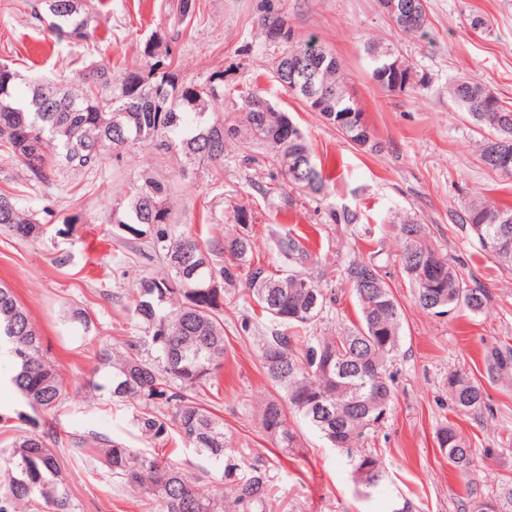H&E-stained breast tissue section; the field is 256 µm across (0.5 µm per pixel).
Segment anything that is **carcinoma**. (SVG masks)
I'll use <instances>...</instances> for the list:
<instances>
[{
	"label": "carcinoma",
	"mask_w": 512,
	"mask_h": 512,
	"mask_svg": "<svg viewBox=\"0 0 512 512\" xmlns=\"http://www.w3.org/2000/svg\"><path fill=\"white\" fill-rule=\"evenodd\" d=\"M416 4V24L400 30L415 34L428 24L426 0ZM31 17L55 37V41L87 42L92 38L94 10L91 0H30ZM178 23L190 24L201 17L200 0H176ZM286 19L270 0H265L258 20L265 44L270 28ZM283 54L304 52L310 39L295 38L287 30ZM178 35L154 33L143 43V63L119 70L94 62L82 74L75 93L56 84L38 81L28 93L16 96L18 73L0 64V155L15 162L27 185L37 188L53 183L61 173L95 171L106 157L115 160L135 145L150 147L179 158L180 176L199 163L224 166L228 141L259 144L271 152V161L288 185L321 194L328 177L316 162L299 128H290L287 113L276 110L265 98L249 93L242 117L224 118L219 105L224 81L209 77L203 82L180 79L173 44ZM371 78L394 90L404 84L407 69L384 70L398 57L393 46L371 44ZM277 81L311 111L336 128L348 142L374 151L371 130L359 124L357 102L346 90L343 69L333 54L313 63L310 78L330 93V104L316 109L302 88L288 83L275 69ZM448 94L467 113L471 122L488 131L479 146L482 163L492 171L512 177L491 159L492 140L499 152L512 154V106L504 105L490 89L465 78L452 81ZM171 179L145 173L125 198L114 223L134 239H148L149 248L166 264L169 274L145 276L126 293L125 307L142 329L154 353L139 345H104L99 366L84 382L88 394H109L121 402L143 405L136 418L138 428L155 440L168 437L174 427L180 439L196 454L222 470L220 483L209 471L194 464L175 465L152 453L127 448L108 437L93 436V459L112 474L117 483L132 487L164 512H271L272 476L265 468L245 465L227 452L229 438L224 419L196 398V390L215 376L224 360V296L243 279L249 297L273 327L262 337L261 363L267 377L280 389V398L264 402L260 410L262 430L286 452L300 447L298 435L288 427L287 412L300 415L334 448L346 453L355 487L364 493L376 489V475L384 473L378 458L362 448L381 425L393 399V375L389 365L400 346L402 309L381 266L357 261L346 270L360 306L359 323L327 336H310L329 307L322 288L310 277L292 271L273 274L253 261V243L245 233L224 237L228 259L219 268L213 262L215 247L202 244L188 233H175L169 204ZM459 219L469 227L481 250L498 237L512 241V206L500 207L476 197L463 205ZM0 227L27 241L43 234L34 215L21 209L13 196L0 193ZM402 264L415 286L417 304L435 316L465 307L482 310L489 295L472 288L448 258L427 243L420 224L400 225ZM285 260L309 256L299 240L286 237L279 244ZM222 280L224 287L211 288ZM70 329L87 339L94 327L85 309L71 307L63 315ZM490 373H512V350H491ZM8 370L7 382L30 409L18 419L34 430L17 436L0 454V512H77L59 462L58 449L75 447L82 438L64 440L50 430L39 432V420L55 414L66 393L63 381L44 348L43 338L14 289L0 280V365ZM448 392L456 409L470 413L485 405V392L465 373L448 376ZM173 406L172 418L157 405ZM440 451L468 472L474 467L472 449L451 426L437 436Z\"/></svg>",
	"instance_id": "1"
}]
</instances>
